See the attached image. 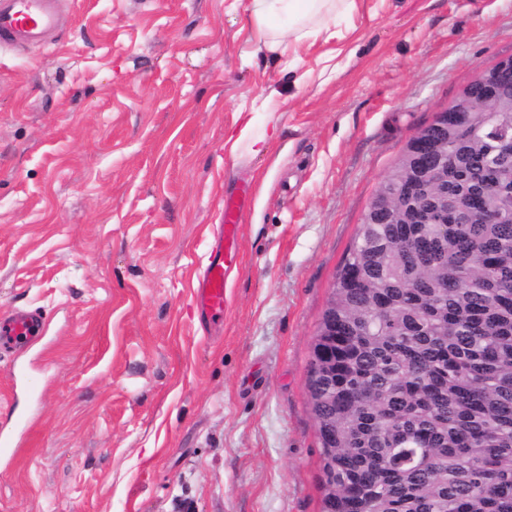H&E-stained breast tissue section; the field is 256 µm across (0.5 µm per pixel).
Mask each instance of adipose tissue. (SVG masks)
Listing matches in <instances>:
<instances>
[{
  "mask_svg": "<svg viewBox=\"0 0 512 512\" xmlns=\"http://www.w3.org/2000/svg\"><path fill=\"white\" fill-rule=\"evenodd\" d=\"M355 7L356 0H252L257 48L283 57L305 40L334 39L337 17Z\"/></svg>",
  "mask_w": 512,
  "mask_h": 512,
  "instance_id": "1",
  "label": "adipose tissue"
}]
</instances>
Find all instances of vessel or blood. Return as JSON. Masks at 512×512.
<instances>
[{
	"instance_id": "1",
	"label": "vessel or blood",
	"mask_w": 512,
	"mask_h": 512,
	"mask_svg": "<svg viewBox=\"0 0 512 512\" xmlns=\"http://www.w3.org/2000/svg\"><path fill=\"white\" fill-rule=\"evenodd\" d=\"M60 0H0V48L43 43L57 30ZM240 206L224 204V222L199 286L196 301L210 318L224 315V265L235 258ZM43 319L35 311H16L0 318V347H23L42 334Z\"/></svg>"
}]
</instances>
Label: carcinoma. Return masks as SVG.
<instances>
[{
	"mask_svg": "<svg viewBox=\"0 0 512 512\" xmlns=\"http://www.w3.org/2000/svg\"><path fill=\"white\" fill-rule=\"evenodd\" d=\"M481 102L469 135L443 145L448 200L465 163L512 172V141ZM512 182L448 232L360 224L312 349L321 512H512V217L488 219Z\"/></svg>",
	"mask_w": 512,
	"mask_h": 512,
	"instance_id": "carcinoma-1",
	"label": "carcinoma"
}]
</instances>
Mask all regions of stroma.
<instances>
[{
  "label": "stroma",
  "mask_w": 512,
  "mask_h": 512,
  "mask_svg": "<svg viewBox=\"0 0 512 512\" xmlns=\"http://www.w3.org/2000/svg\"><path fill=\"white\" fill-rule=\"evenodd\" d=\"M251 5L65 0L54 42L0 52V314L44 320L0 348V512L322 508L308 379L337 270L409 138L512 56V0H357L291 71ZM267 96V152L231 147ZM244 185L212 321L193 293Z\"/></svg>",
  "instance_id": "1"
}]
</instances>
